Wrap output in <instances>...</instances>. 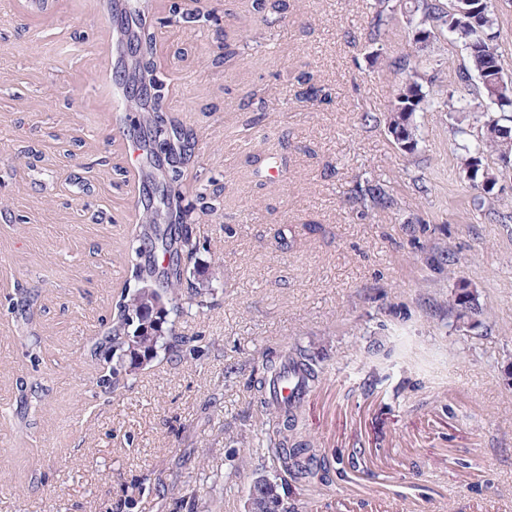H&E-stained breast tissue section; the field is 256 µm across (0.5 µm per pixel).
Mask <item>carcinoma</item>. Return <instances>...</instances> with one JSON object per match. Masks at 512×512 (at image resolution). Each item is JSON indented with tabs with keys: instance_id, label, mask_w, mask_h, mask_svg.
<instances>
[{
	"instance_id": "carcinoma-1",
	"label": "carcinoma",
	"mask_w": 512,
	"mask_h": 512,
	"mask_svg": "<svg viewBox=\"0 0 512 512\" xmlns=\"http://www.w3.org/2000/svg\"><path fill=\"white\" fill-rule=\"evenodd\" d=\"M393 7V0H375L369 22L370 41L379 40L386 31L388 14ZM404 7L409 15L416 18L415 27L419 30L429 34L446 31L462 45L467 54V65L460 72V80L468 82L476 77L480 90L477 100L460 106L450 98H430L424 90V76L419 73L417 56L405 54L395 61L394 73L399 78L385 115L388 133L408 144L407 151L412 153L420 142L416 113L430 108L446 112H474L477 131L462 126L456 128V133L464 137L465 169L474 180L480 178L488 183L495 182V174L482 168L484 154L497 153L503 161L512 159V133L505 135L501 132L502 127L512 123V91L502 77L495 17L489 10L474 17L470 10L476 4L462 0L456 10L450 9L444 0H405ZM134 38L138 50L133 62L135 76L141 83L157 81L152 59L153 32L142 24ZM354 194L371 210L385 209L392 204L385 189L379 185L359 183ZM152 243L161 245L162 254L169 255L166 279L157 280L155 270L146 268L137 275L138 284L125 289L112 329L105 337V350L114 362V375L122 370L131 376L160 355L180 350L187 340L175 332V322L183 313L184 306H194L199 311L208 307L207 296L211 295V288L199 285L191 288L188 297L182 294V264L192 260L195 254L192 233L184 231L179 247L173 250L164 234L157 230L154 218L147 215L142 218V223L135 226L131 247L137 253L141 247ZM448 310L456 321L470 318L472 325H478L475 320L479 313L477 298L468 289L461 288L454 293L448 302ZM292 362L304 372L307 382L317 379L318 370L305 351H299ZM278 370L277 364L267 361L259 368L256 378L257 403L267 414V420L261 424L258 445L275 449L279 469L288 475L292 483L305 487L326 479L336 460L311 447V441L298 428L296 412L280 411L265 395L267 385L278 375ZM249 502L252 512H288L279 484L267 477L253 481L249 488Z\"/></svg>"
}]
</instances>
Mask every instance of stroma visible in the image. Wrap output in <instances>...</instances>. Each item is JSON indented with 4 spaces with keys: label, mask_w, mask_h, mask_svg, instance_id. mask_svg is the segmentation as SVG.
Wrapping results in <instances>:
<instances>
[{
    "label": "stroma",
    "mask_w": 512,
    "mask_h": 512,
    "mask_svg": "<svg viewBox=\"0 0 512 512\" xmlns=\"http://www.w3.org/2000/svg\"><path fill=\"white\" fill-rule=\"evenodd\" d=\"M134 2L159 117L193 136L177 163L148 110L122 108L131 41L110 0H0V512H248L255 477L279 473L251 442L250 388L297 348L321 367L302 407L314 447L360 460L290 488L299 512H512V168L485 155L497 181L473 185L453 136L468 112L419 113L415 152L393 142L380 119L387 63L414 49L408 16L375 47L372 0H285L266 26L253 0ZM175 11L209 20L167 24ZM421 59L437 96L476 97L451 34ZM270 153L287 162L277 182L255 172ZM175 164L187 281L215 277L214 294L176 325L191 349L96 386L94 349L156 261L132 256L131 229L147 209L167 224ZM359 179L392 206L365 212ZM462 283L482 310L472 330L448 312Z\"/></svg>",
    "instance_id": "1"
}]
</instances>
